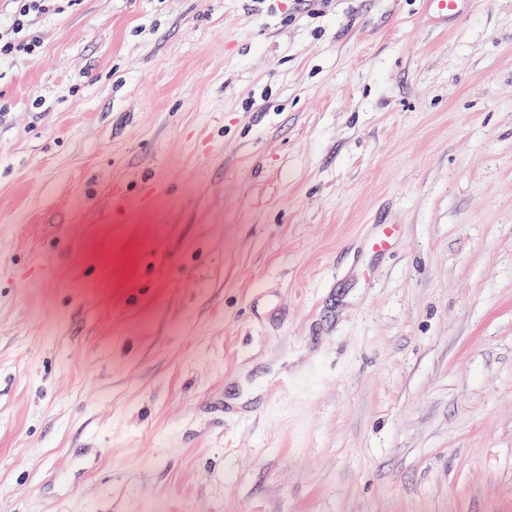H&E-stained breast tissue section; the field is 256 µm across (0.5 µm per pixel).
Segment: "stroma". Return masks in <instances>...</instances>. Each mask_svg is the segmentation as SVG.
Wrapping results in <instances>:
<instances>
[{"label":"stroma","mask_w":512,"mask_h":512,"mask_svg":"<svg viewBox=\"0 0 512 512\" xmlns=\"http://www.w3.org/2000/svg\"><path fill=\"white\" fill-rule=\"evenodd\" d=\"M425 2L31 16L0 512H512V0ZM471 0H426L430 14L447 21L456 22L465 14L464 5Z\"/></svg>","instance_id":"obj_1"}]
</instances>
